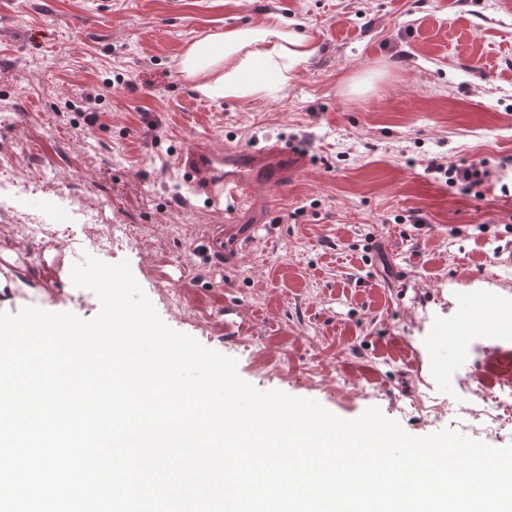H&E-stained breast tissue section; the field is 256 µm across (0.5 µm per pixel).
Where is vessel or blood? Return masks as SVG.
<instances>
[{
	"label": "vessel or blood",
	"instance_id": "obj_1",
	"mask_svg": "<svg viewBox=\"0 0 512 512\" xmlns=\"http://www.w3.org/2000/svg\"><path fill=\"white\" fill-rule=\"evenodd\" d=\"M306 161L304 151L284 140L258 151L231 146L221 151L189 147L177 165L196 193L216 203L230 200L241 207L252 203L255 188L287 185Z\"/></svg>",
	"mask_w": 512,
	"mask_h": 512
}]
</instances>
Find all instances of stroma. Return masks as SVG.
<instances>
[{
	"label": "stroma",
	"instance_id": "stroma-1",
	"mask_svg": "<svg viewBox=\"0 0 512 512\" xmlns=\"http://www.w3.org/2000/svg\"><path fill=\"white\" fill-rule=\"evenodd\" d=\"M270 14L315 42L311 61L267 98L200 95L180 70L189 45ZM277 139L309 162L286 188L258 190L261 223L245 209L227 224L176 168L198 141ZM2 152L12 170H45L29 201L62 241L85 229L56 207L60 192L111 197L115 221L143 234L115 237L113 261L129 260L165 324L235 358L258 390L344 419L376 407L424 437L461 426L408 413L413 393L433 385L454 406L512 370V338L485 341L486 310L512 306L498 275L512 263V0H0ZM434 157L479 164L482 184L448 187L426 170ZM23 248L0 276V312L97 315L70 267L35 240ZM160 282L195 325L164 304ZM472 297L480 311L468 312ZM464 319L468 343L437 383L428 353H448L442 337Z\"/></svg>",
	"mask_w": 512,
	"mask_h": 512
}]
</instances>
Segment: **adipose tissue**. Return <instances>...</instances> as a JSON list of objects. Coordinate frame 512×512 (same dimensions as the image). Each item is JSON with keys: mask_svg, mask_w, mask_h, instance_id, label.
Returning <instances> with one entry per match:
<instances>
[{"mask_svg": "<svg viewBox=\"0 0 512 512\" xmlns=\"http://www.w3.org/2000/svg\"><path fill=\"white\" fill-rule=\"evenodd\" d=\"M316 51L308 36L285 28L272 14L260 23L228 28L194 42L180 67L210 100L264 98L281 90Z\"/></svg>", "mask_w": 512, "mask_h": 512, "instance_id": "ef3b65f1", "label": "adipose tissue"}]
</instances>
